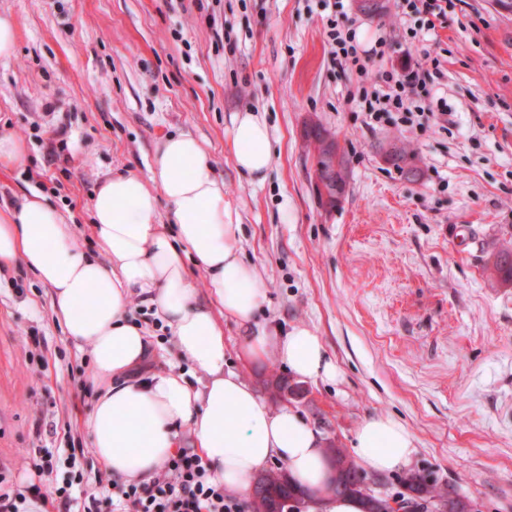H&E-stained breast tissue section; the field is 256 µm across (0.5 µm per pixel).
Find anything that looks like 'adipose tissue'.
<instances>
[{
    "mask_svg": "<svg viewBox=\"0 0 512 512\" xmlns=\"http://www.w3.org/2000/svg\"><path fill=\"white\" fill-rule=\"evenodd\" d=\"M236 168L264 179L272 160L269 131L254 113L235 116L230 133ZM167 204L168 223L158 221ZM97 254L80 251L74 224L43 197L0 208V271L22 264L50 290L68 341L89 348L96 395L86 419L89 441L112 478L150 481L180 448H191L228 492H245L273 460L310 491L309 512H362L361 502L329 489L331 465L317 431L288 405L272 407L224 367L222 317L245 331L249 358L274 354L296 375L336 380L321 339L307 327L286 335L258 325L262 281L240 258L237 209L224 200L202 144L189 134L165 137L148 175L106 177L92 203ZM204 276L211 303L195 298L187 271ZM154 309L197 382L175 368L146 371L153 351L146 330L129 319L133 301ZM353 448L367 469L408 464L412 432L388 415L366 418Z\"/></svg>",
    "mask_w": 512,
    "mask_h": 512,
    "instance_id": "obj_1",
    "label": "adipose tissue"
}]
</instances>
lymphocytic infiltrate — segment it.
Here are the masks:
<instances>
[{
    "mask_svg": "<svg viewBox=\"0 0 512 512\" xmlns=\"http://www.w3.org/2000/svg\"><path fill=\"white\" fill-rule=\"evenodd\" d=\"M451 5L452 0H402L401 25L406 34L418 37L444 22ZM333 6L336 15L327 21L329 55L333 63L357 73L351 96L360 104L364 124L377 128L393 122L411 131L432 126L447 130V102L433 95L438 72L419 61L372 70L380 50L358 42L355 29L340 26L345 0H334ZM30 500L45 506L57 503L64 512H75L76 500L67 488L36 483L23 491H0V512H27ZM112 512H245V504L213 481L199 454L181 448L152 481L120 484Z\"/></svg>",
    "mask_w": 512,
    "mask_h": 512,
    "instance_id": "1",
    "label": "lymphocytic infiltrate"
}]
</instances>
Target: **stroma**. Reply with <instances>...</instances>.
Masks as SVG:
<instances>
[{
    "label": "stroma",
    "instance_id": "1",
    "mask_svg": "<svg viewBox=\"0 0 512 512\" xmlns=\"http://www.w3.org/2000/svg\"><path fill=\"white\" fill-rule=\"evenodd\" d=\"M401 0L380 16L348 6L362 43L385 38L382 68L437 56L449 131L367 128L353 101L355 73L331 62L323 0H0L17 29L0 60V133L24 143L26 165L0 169V205L37 193L79 224L96 252L91 205L107 176L147 173L157 143L186 133L207 149L224 199L240 214L241 249L263 281L260 324L304 325L336 363L337 380L295 378L274 356H241L240 329L224 318L225 366L273 406L289 405L323 443L352 451L369 416L406 425L416 450L404 468L364 471L370 489L405 494L404 478L432 473L475 512H512V285L491 283L492 251L512 241V5L454 0L434 35L402 37ZM224 23L215 37L212 20ZM268 126L264 181L235 167L228 131L241 112ZM334 133L349 188L333 208L311 183L304 127ZM419 169L403 178L381 158L393 139ZM152 368L178 365L170 334L142 303ZM91 358L65 338L48 290L19 268L0 276V471L6 487L66 485L110 512L114 489L96 457L72 468L70 443H87ZM55 448L38 475L34 451Z\"/></svg>",
    "mask_w": 512,
    "mask_h": 512
}]
</instances>
